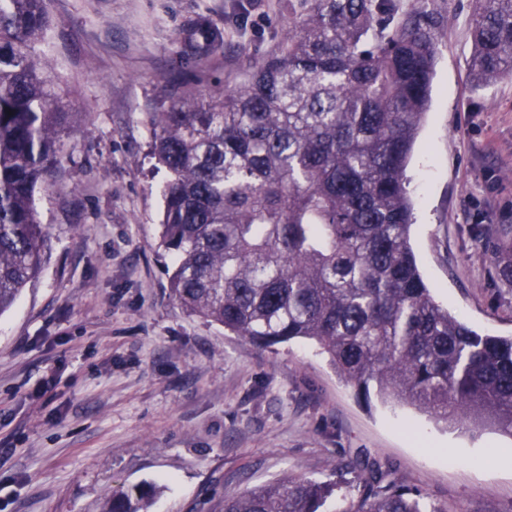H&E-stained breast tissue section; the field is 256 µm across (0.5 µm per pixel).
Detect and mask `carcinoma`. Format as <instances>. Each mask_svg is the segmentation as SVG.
<instances>
[{
	"mask_svg": "<svg viewBox=\"0 0 512 512\" xmlns=\"http://www.w3.org/2000/svg\"><path fill=\"white\" fill-rule=\"evenodd\" d=\"M48 0H0V314L41 270L36 195L60 170L73 113L35 50ZM281 54L217 96L184 91L147 113L172 294L259 346L314 341L368 405L512 435V336L479 334L431 296L411 245L406 168L428 110L440 20L393 0H304ZM470 70L512 75V0H477ZM184 41L223 49L199 16ZM343 512H444L365 463ZM334 482L284 479L224 512H320ZM160 487L112 492L102 512H152Z\"/></svg>",
	"mask_w": 512,
	"mask_h": 512,
	"instance_id": "cac0c4a2",
	"label": "carcinoma"
}]
</instances>
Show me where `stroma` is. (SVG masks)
Segmentation results:
<instances>
[{
	"label": "stroma",
	"mask_w": 512,
	"mask_h": 512,
	"mask_svg": "<svg viewBox=\"0 0 512 512\" xmlns=\"http://www.w3.org/2000/svg\"><path fill=\"white\" fill-rule=\"evenodd\" d=\"M433 15L429 113L407 167L411 243L434 298L479 333L512 335V76L474 90V0H395ZM43 46L74 114L39 274L0 315V512H99L114 489L153 483L154 512H224L284 478L362 488L344 464L390 463L452 512H512V436L359 402L307 340L261 347L174 298L161 245L164 168L149 111L190 88L220 93L274 56L300 0H48ZM205 15L223 50L185 53Z\"/></svg>",
	"instance_id": "obj_1"
}]
</instances>
